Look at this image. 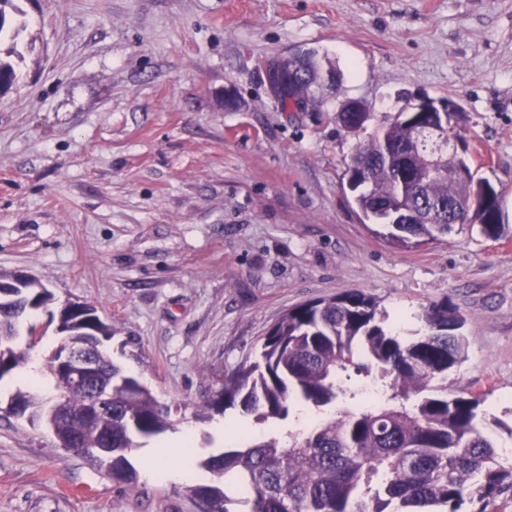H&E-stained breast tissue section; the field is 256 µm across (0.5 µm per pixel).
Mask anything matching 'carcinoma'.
Instances as JSON below:
<instances>
[{"instance_id":"carcinoma-1","label":"carcinoma","mask_w":512,"mask_h":512,"mask_svg":"<svg viewBox=\"0 0 512 512\" xmlns=\"http://www.w3.org/2000/svg\"><path fill=\"white\" fill-rule=\"evenodd\" d=\"M16 0H0V42L6 54L24 60L20 28L7 24ZM291 87L277 100L312 96L323 104L325 71H335L317 51L292 56ZM17 74L0 58V96ZM436 149L432 134L397 113L359 143L352 158L349 186L353 202L368 220L385 224L399 245H420L453 229L448 217L430 220V210L466 202L490 185L468 173L458 180L423 181ZM488 239L500 238L505 213L499 198L469 219ZM31 281L27 296L0 302V332L9 333L26 311L48 307L49 298ZM387 315L362 291L310 302L286 313L268 331L258 360L224 376L207 400L209 411L239 407L265 425L260 435L247 431L232 446L196 465L224 481L190 487V497L210 512H487L512 491V463L502 461V436L479 417L480 400L448 395V371L465 357L461 329L466 318L452 305L431 304L417 315L421 326L400 336ZM76 341L96 355L101 372L95 384L111 389L112 480L131 484L136 472L127 458L134 438L157 437L171 428L169 409L136 376L114 364L102 345L112 337L107 325L93 330L71 315ZM0 378L31 362L27 351L8 349ZM58 391L69 378L58 359L41 362ZM41 417L47 398L37 386L11 398ZM60 447L105 446L99 420L87 414V398L71 394L56 412ZM238 490L229 496L226 485Z\"/></svg>"}]
</instances>
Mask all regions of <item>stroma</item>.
<instances>
[{
	"label": "stroma",
	"mask_w": 512,
	"mask_h": 512,
	"mask_svg": "<svg viewBox=\"0 0 512 512\" xmlns=\"http://www.w3.org/2000/svg\"><path fill=\"white\" fill-rule=\"evenodd\" d=\"M31 49L0 98V271L111 326L112 360L170 409L195 454L220 451L199 416L288 310L358 289L391 320L446 301L466 317L452 395L512 425V225L390 241L351 202L357 141L421 99L463 109L455 131L512 222V0H21ZM312 48L341 72L321 107L281 111L266 58ZM232 90L237 109L224 106ZM0 379V512H200L176 480L135 484L60 448L8 410Z\"/></svg>",
	"instance_id": "35a3bbf8"
}]
</instances>
